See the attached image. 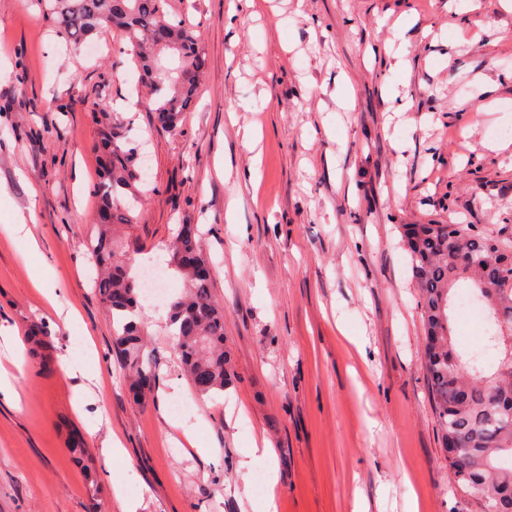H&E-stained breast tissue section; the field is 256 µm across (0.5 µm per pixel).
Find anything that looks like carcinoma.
Wrapping results in <instances>:
<instances>
[{"label": "carcinoma", "instance_id": "1", "mask_svg": "<svg viewBox=\"0 0 512 512\" xmlns=\"http://www.w3.org/2000/svg\"><path fill=\"white\" fill-rule=\"evenodd\" d=\"M38 16L77 50L105 27L124 31L139 63V82L150 89L149 109L158 127L173 130L191 110L206 62L190 27L166 19L165 0H35ZM161 32L174 66L161 69L150 34ZM123 119L100 131V178L93 218L91 258L97 265L96 292L112 318V348L128 370L133 401L145 403L156 386L159 363L149 349L141 317V284L131 252L113 233L136 221L141 190L140 148L117 133ZM404 242L423 317V356L429 397L443 448H452L448 470L460 496L477 512H512V252L499 238L474 224H408ZM206 262L196 229L181 225L167 247V269L184 279V292L169 298L166 327L186 376L200 395L221 394L233 384L224 351V309L214 300L211 278L195 260ZM462 279L484 292L491 323L489 341L498 351L493 374L484 375L478 357L457 353L449 322V293ZM493 388L500 404L487 402Z\"/></svg>", "mask_w": 512, "mask_h": 512}]
</instances>
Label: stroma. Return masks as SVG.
I'll return each instance as SVG.
<instances>
[{"instance_id": "stroma-1", "label": "stroma", "mask_w": 512, "mask_h": 512, "mask_svg": "<svg viewBox=\"0 0 512 512\" xmlns=\"http://www.w3.org/2000/svg\"><path fill=\"white\" fill-rule=\"evenodd\" d=\"M167 0L206 67L190 112L156 131L124 33L72 50L31 0H0V512H474L448 474L423 368L405 224H474L512 245V8L474 0ZM250 103L243 111L241 103ZM132 119L149 192L135 267L196 225L235 381L191 387L145 301L162 359L146 405L88 281L98 133ZM33 214L31 236L13 232ZM38 250H31L30 240ZM48 262L64 325L31 275ZM48 328L43 366L25 338ZM21 365H14V355ZM110 367L101 392L66 365ZM124 448L102 453L105 431ZM80 434L87 457L68 448ZM241 495L237 468L254 440ZM261 448L257 442H254L252 449L250 452L246 453L243 458L239 461L238 464V472L240 477H248V472L250 469L251 461L250 457H252L255 453L261 452L263 456L272 457L273 450L270 448L267 440L263 439L260 443ZM242 494L248 499L252 496L251 486L249 483V479H242Z\"/></svg>"}]
</instances>
